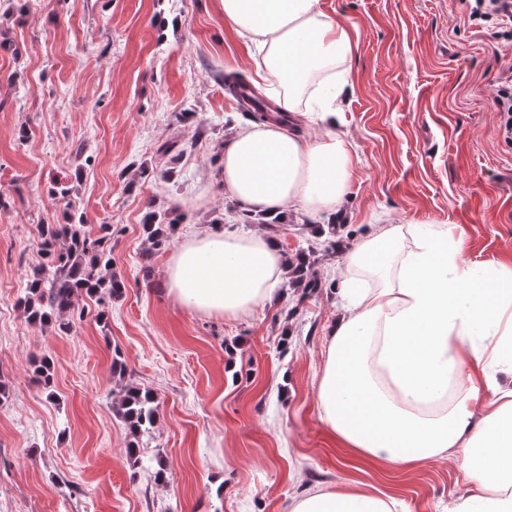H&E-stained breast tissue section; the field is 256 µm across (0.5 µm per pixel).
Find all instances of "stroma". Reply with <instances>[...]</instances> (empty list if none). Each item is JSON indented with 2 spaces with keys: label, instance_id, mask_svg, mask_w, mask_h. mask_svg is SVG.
I'll use <instances>...</instances> for the list:
<instances>
[{
  "label": "stroma",
  "instance_id": "35a3bbf8",
  "mask_svg": "<svg viewBox=\"0 0 512 512\" xmlns=\"http://www.w3.org/2000/svg\"><path fill=\"white\" fill-rule=\"evenodd\" d=\"M325 5L356 31L338 121L358 157L343 236L443 226L462 237L465 261L512 264V137L493 106L512 75V36L470 19L465 0ZM232 73L250 80L254 67L219 0L0 4V512H290L300 493L339 485L390 497L396 512H448L466 493L455 459L389 473L350 458L321 421L316 381L345 256L303 211H286L272 234L285 254L304 250L319 288L279 283L234 320L168 295L173 248L146 241L147 210L185 213L174 243L242 226L216 165L247 123L224 87ZM168 141L184 148L179 162L160 152ZM63 186L91 232L111 225L126 285L107 326L83 297L65 333L30 325L19 304L42 261L40 225L66 221ZM44 355L47 388L32 380ZM125 383L158 404L136 468L113 408Z\"/></svg>",
  "mask_w": 512,
  "mask_h": 512
}]
</instances>
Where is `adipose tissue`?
<instances>
[{"label": "adipose tissue", "instance_id": "adipose-tissue-1", "mask_svg": "<svg viewBox=\"0 0 512 512\" xmlns=\"http://www.w3.org/2000/svg\"><path fill=\"white\" fill-rule=\"evenodd\" d=\"M224 26L257 51L255 75L281 111L318 107L316 139L251 123L218 156L221 185L251 213L300 207L331 224L357 163L336 130L354 53L322 0H220ZM348 273L317 380L322 422L354 457L393 470L449 455L475 486L453 512H512V266L461 258L452 230L378 224L345 247ZM288 270L263 231L221 227L186 238L165 267L185 309L227 319L274 297ZM291 512H393L356 489H321Z\"/></svg>", "mask_w": 512, "mask_h": 512}]
</instances>
